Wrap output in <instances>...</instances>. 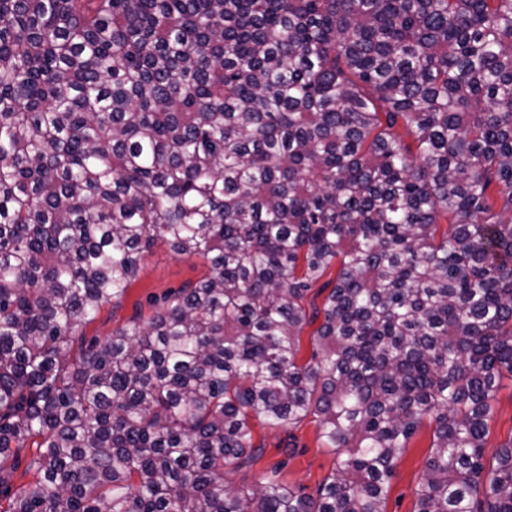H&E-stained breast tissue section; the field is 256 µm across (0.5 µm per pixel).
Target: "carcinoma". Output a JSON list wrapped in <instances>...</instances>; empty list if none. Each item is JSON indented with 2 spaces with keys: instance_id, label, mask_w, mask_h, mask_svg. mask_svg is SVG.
Instances as JSON below:
<instances>
[{
  "instance_id": "cac0c4a2",
  "label": "carcinoma",
  "mask_w": 512,
  "mask_h": 512,
  "mask_svg": "<svg viewBox=\"0 0 512 512\" xmlns=\"http://www.w3.org/2000/svg\"><path fill=\"white\" fill-rule=\"evenodd\" d=\"M505 210L512 0H0V512H386L426 419L416 512H512ZM158 240L208 274L71 354ZM309 416L317 496L224 484ZM512 438V382L505 379L495 403L494 416L489 424L485 456L493 462L496 451ZM30 445H27V448L21 452L20 458H13L8 461L7 467H10L14 464V468L11 470L12 478H11V492L13 493L15 489H17L22 484H25L33 479V471L25 472V468L32 456L33 453L36 452L35 448H30Z\"/></svg>"
}]
</instances>
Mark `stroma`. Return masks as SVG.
Masks as SVG:
<instances>
[{
    "mask_svg": "<svg viewBox=\"0 0 512 512\" xmlns=\"http://www.w3.org/2000/svg\"><path fill=\"white\" fill-rule=\"evenodd\" d=\"M208 272L203 258L175 254L159 242L145 252L139 274L126 294L103 304L91 322L80 326L78 335L85 340H105L112 332L130 325L135 319H148L164 300L180 288L195 284ZM256 456L247 464L229 465L224 479L238 488H249L273 477L284 484L316 494L323 481L336 468L333 453L321 445L320 426L306 419L296 427H271L256 420L252 423ZM432 437L430 425H423L410 440L404 454L395 463L386 503V512H415V489L425 467ZM512 440V382L504 381L489 424L485 456L494 458L500 446Z\"/></svg>",
    "mask_w": 512,
    "mask_h": 512,
    "instance_id": "35a3bbf8",
    "label": "stroma"
}]
</instances>
